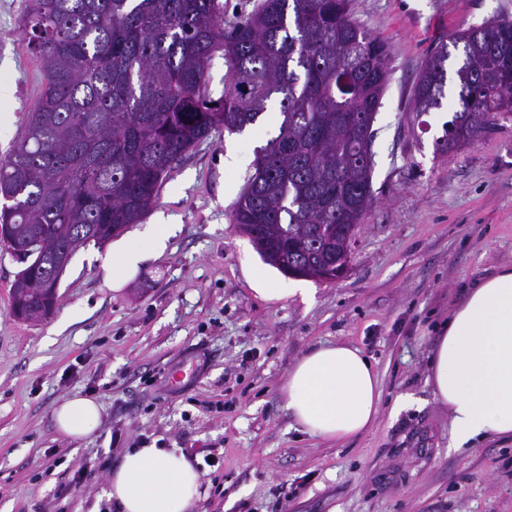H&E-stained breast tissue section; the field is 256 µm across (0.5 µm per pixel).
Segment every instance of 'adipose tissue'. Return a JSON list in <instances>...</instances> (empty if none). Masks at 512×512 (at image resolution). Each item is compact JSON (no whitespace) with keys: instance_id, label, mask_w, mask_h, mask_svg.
<instances>
[{"instance_id":"obj_1","label":"adipose tissue","mask_w":512,"mask_h":512,"mask_svg":"<svg viewBox=\"0 0 512 512\" xmlns=\"http://www.w3.org/2000/svg\"><path fill=\"white\" fill-rule=\"evenodd\" d=\"M428 382L448 409L453 447L512 437V267L477 281L450 313ZM282 392L303 431L335 441L363 435L382 401L374 365L358 348L343 345H322L301 357ZM53 419L60 434L82 438L98 430L102 407L75 394L55 406ZM200 484L183 453L135 448L112 470L104 495L117 512H192Z\"/></svg>"}]
</instances>
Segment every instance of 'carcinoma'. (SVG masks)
<instances>
[{
    "instance_id": "cac0c4a2",
    "label": "carcinoma",
    "mask_w": 512,
    "mask_h": 512,
    "mask_svg": "<svg viewBox=\"0 0 512 512\" xmlns=\"http://www.w3.org/2000/svg\"><path fill=\"white\" fill-rule=\"evenodd\" d=\"M24 11L43 88L0 159V245L44 247L18 272L10 309H55L43 288L53 250L79 228L84 245L103 247L140 223L189 150L273 109L278 133L255 149L231 223L274 268L336 270L373 202L372 123L390 79L389 47L354 20L351 0H262L228 28L220 0H25ZM218 52L227 71L214 99ZM504 96L507 18L437 47L413 111L452 113L436 139L449 153L506 116Z\"/></svg>"
}]
</instances>
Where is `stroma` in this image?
Wrapping results in <instances>:
<instances>
[{"mask_svg":"<svg viewBox=\"0 0 512 512\" xmlns=\"http://www.w3.org/2000/svg\"><path fill=\"white\" fill-rule=\"evenodd\" d=\"M352 9L389 44L391 74L373 123L375 202L340 279L283 275L230 222L255 150L276 130L272 114L175 164L122 238L146 246L161 213L181 229L120 291L105 283L107 248L89 246L72 257L53 314L20 321L10 312L20 266L0 250V512H116L108 477L143 446L196 449V512H512V439L452 447L448 410L427 382L436 326L467 287L512 265V117L441 154L448 112L412 110L429 53L457 30L512 17V0ZM25 25L24 0H0V156L42 88ZM325 342L359 348L383 392L375 424L337 443L304 432L282 393L294 364ZM75 393L104 407L87 438L53 421ZM403 394L415 402L395 410Z\"/></svg>","mask_w":512,"mask_h":512,"instance_id":"obj_1","label":"stroma"}]
</instances>
